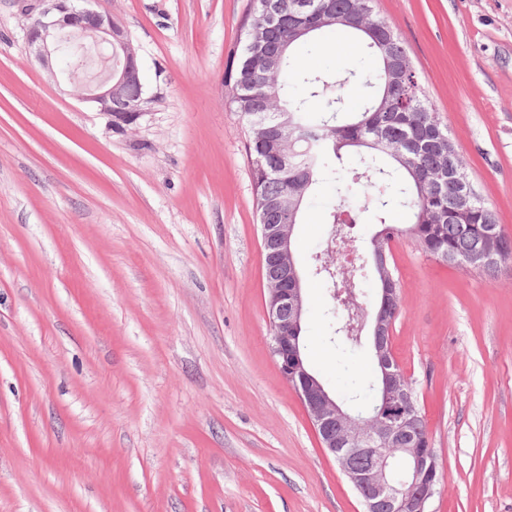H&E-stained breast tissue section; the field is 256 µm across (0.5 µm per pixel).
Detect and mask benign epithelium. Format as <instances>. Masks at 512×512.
Masks as SVG:
<instances>
[{
	"label": "benign epithelium",
	"mask_w": 512,
	"mask_h": 512,
	"mask_svg": "<svg viewBox=\"0 0 512 512\" xmlns=\"http://www.w3.org/2000/svg\"><path fill=\"white\" fill-rule=\"evenodd\" d=\"M76 0H17L18 15L26 20V40L37 60L48 64L59 54L60 45L80 33L106 45L119 59L107 68L85 99L108 119L134 124L143 115L145 100L113 111V103L124 101L126 87L139 80L137 53L127 32L110 13L78 7ZM459 187L458 205L466 209L476 198L467 176L451 168ZM292 224H263V243L272 260L266 265L267 313L274 335L271 353L282 377L299 395L320 443L337 460L364 505V512H430L439 485L437 455L432 448L417 447L409 424L413 416L414 389L407 376L393 370L390 354L375 347L379 364L377 398L380 411L360 417L336 401L302 358L297 332L306 314V298L292 251ZM498 262L491 249L467 260V269L483 270ZM404 462L397 475V461Z\"/></svg>",
	"instance_id": "benign-epithelium-1"
}]
</instances>
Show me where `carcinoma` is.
<instances>
[{"instance_id":"carcinoma-1","label":"carcinoma","mask_w":512,"mask_h":512,"mask_svg":"<svg viewBox=\"0 0 512 512\" xmlns=\"http://www.w3.org/2000/svg\"><path fill=\"white\" fill-rule=\"evenodd\" d=\"M333 11L323 18L306 21L313 26L308 33L296 35L282 31L278 38L287 43L277 67L267 71L253 64L252 31L259 27L258 16L251 14L241 34L238 58L227 65L224 86L232 111L243 120L265 117V124H247L246 149L253 166L256 203L263 200L288 202L278 223H301L306 199L323 182L367 183L373 193L358 200L346 192L338 196L327 213L331 233L326 248L315 255V274L320 276L334 303V321L330 342L335 344L339 365L349 371L351 355L374 346L372 334L349 332L348 323L359 324L354 310L346 308L336 296L339 280L337 265L323 267L336 243L351 239L358 224H375L385 244L407 237L421 253L441 262H463L487 245L486 226L495 225L499 234V262L488 275L512 270V237L498 224L494 211L477 197L466 211L456 206L457 189L453 182L439 184L438 176L449 167L448 151L464 163L452 140L418 152L409 149V140L417 133L438 128L448 135L435 115L413 67L398 75L385 63L389 56L409 59L408 49L390 24L374 10V0H365L358 12L351 0H333ZM341 32L355 39L360 56L354 66L341 73L332 69H312L296 61L294 47L300 43L321 41ZM362 81L364 103L356 112L345 110L338 90L353 80ZM288 113L283 137L288 142V164L270 169L266 126L274 123L276 113ZM406 213V223L389 221L391 211ZM390 249L360 259L353 277L352 293L358 307L371 315L380 303L370 304L365 285L376 281L380 287L399 293L398 279L391 266ZM375 381L349 376L345 389L336 400L356 406L366 414L378 411Z\"/></svg>"}]
</instances>
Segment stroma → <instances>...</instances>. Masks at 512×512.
I'll list each match as a JSON object with an SVG mask.
<instances>
[{
	"label": "stroma",
	"mask_w": 512,
	"mask_h": 512,
	"mask_svg": "<svg viewBox=\"0 0 512 512\" xmlns=\"http://www.w3.org/2000/svg\"><path fill=\"white\" fill-rule=\"evenodd\" d=\"M147 103L112 129L0 0V512H363L271 354L248 131L224 94L251 0H96ZM469 176L512 235V0H376ZM296 225L305 344L342 388ZM411 379L442 482L431 512H512V274L392 243Z\"/></svg>",
	"instance_id": "obj_1"
}]
</instances>
